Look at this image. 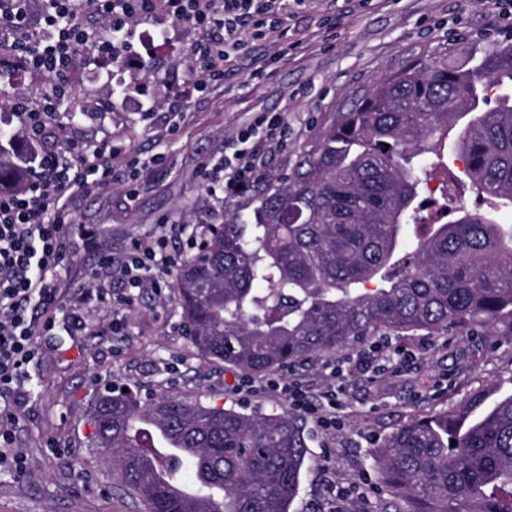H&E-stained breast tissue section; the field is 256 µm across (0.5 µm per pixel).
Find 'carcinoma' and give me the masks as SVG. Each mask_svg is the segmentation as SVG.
Instances as JSON below:
<instances>
[{
	"label": "carcinoma",
	"mask_w": 512,
	"mask_h": 512,
	"mask_svg": "<svg viewBox=\"0 0 512 512\" xmlns=\"http://www.w3.org/2000/svg\"><path fill=\"white\" fill-rule=\"evenodd\" d=\"M482 209L423 217L415 202L450 131ZM27 157L0 145V192ZM512 39L474 65L443 54L375 82L320 134L294 176L249 217L210 224L175 274L197 352L250 374L346 351L381 331L476 328L512 337ZM377 287L369 289L366 284ZM92 442L112 445L117 489L144 512H290L308 459L288 413L253 416L197 399L107 388ZM409 512H512V393L477 391L412 419L374 449ZM199 491H182L188 480Z\"/></svg>",
	"instance_id": "1"
}]
</instances>
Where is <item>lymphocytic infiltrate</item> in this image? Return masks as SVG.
I'll return each instance as SVG.
<instances>
[{"label":"lymphocytic infiltrate","instance_id":"lymphocytic-infiltrate-1","mask_svg":"<svg viewBox=\"0 0 512 512\" xmlns=\"http://www.w3.org/2000/svg\"><path fill=\"white\" fill-rule=\"evenodd\" d=\"M43 2L36 13L32 0H0V72L9 75L14 89L9 101L12 130L34 150L22 187L0 193V466L18 470L22 456H5L4 450L12 445L17 413L30 396L41 344L63 334L83 335L89 326L84 306L90 293L117 308L135 306L147 294L163 297L170 286L167 273L194 252L202 233L200 225L163 218L123 254L98 252L96 291L71 281L74 254L67 228L75 222L72 200L115 184L123 187L128 200H135L145 172L164 161L159 153L147 158L123 153L108 131L94 138L72 135L60 143L48 142L49 127L74 121L61 109L71 94L73 72L91 63L146 70V55L132 49L138 28L144 20L165 18L191 50L183 60L190 79L163 106L186 112L195 94L223 86L226 72L250 44L284 25L289 5L301 7L306 0ZM169 29L159 30L158 39L167 40ZM33 75L50 81V93H28L27 80ZM113 95L135 102L146 113L163 107L143 83L116 85ZM287 149V121L279 114L262 115L254 129L238 133L226 146L222 160L204 165L202 180L215 199L242 194L270 157ZM369 369L362 359H348L346 366L331 370L330 383L315 395L284 376L268 378L263 386L332 427L336 419L319 413V401L335 404L337 382L347 372Z\"/></svg>","mask_w":512,"mask_h":512}]
</instances>
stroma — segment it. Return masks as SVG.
I'll return each mask as SVG.
<instances>
[{
	"mask_svg": "<svg viewBox=\"0 0 512 512\" xmlns=\"http://www.w3.org/2000/svg\"><path fill=\"white\" fill-rule=\"evenodd\" d=\"M510 38L507 0H309L305 9L290 10L270 39L255 42L223 88L189 112L149 115L117 102L110 112L84 113L79 127L86 134L109 129L121 149L144 156L162 151L166 161L154 167L133 205L125 204L116 186L77 200L78 223L94 226L98 234L91 243L73 237V280L95 287L96 253L123 252L162 217L207 220L215 202L200 168L223 157L227 140L257 115H284L288 152L273 157L246 193L225 198L227 214L248 215L259 190L289 176L332 115L351 109L378 78L444 53L463 61L472 51ZM289 43L291 56L271 73L251 78L252 59ZM149 49L155 68L136 78L150 82L161 99L188 79L178 63L184 46L174 39ZM169 123L179 125L177 136L157 140V131ZM85 309L91 324L86 336L64 337L41 349L37 383L13 429V448L23 455L26 472L0 469V512H140L137 500L114 488L111 454L89 445L87 404L103 385L128 387L144 399L197 397L245 413L290 408L280 395L235 394L239 371L196 352L173 292L160 300L144 296L120 311L95 298ZM116 317L126 322L124 333L113 332ZM395 343L405 352L394 367L373 377H346L336 430L299 414L309 455L290 512H407L408 503L381 482L374 448L411 418L456 409L475 391L512 389V339L477 331L404 335ZM336 487L347 489L346 499L334 497Z\"/></svg>",
	"mask_w": 512,
	"mask_h": 512,
	"instance_id": "stroma-1",
	"label": "stroma"
}]
</instances>
